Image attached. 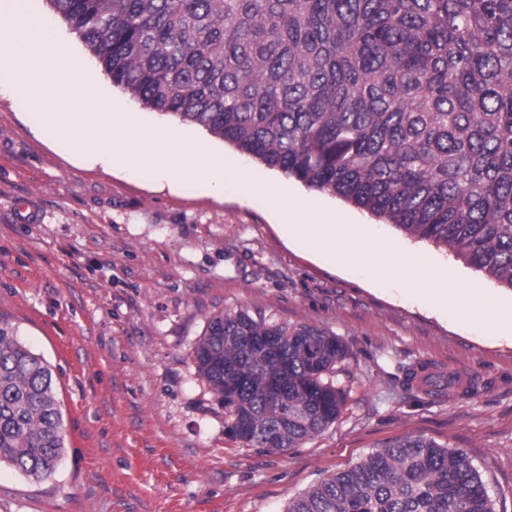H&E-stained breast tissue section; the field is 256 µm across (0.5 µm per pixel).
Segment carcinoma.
<instances>
[{"label": "carcinoma", "instance_id": "carcinoma-1", "mask_svg": "<svg viewBox=\"0 0 512 512\" xmlns=\"http://www.w3.org/2000/svg\"><path fill=\"white\" fill-rule=\"evenodd\" d=\"M104 76L241 154L450 248L512 289V0H49ZM347 348L217 313L193 348L225 434L296 448L341 413ZM66 449L51 366L0 323V465ZM285 512H495L468 456L421 436L325 476Z\"/></svg>", "mask_w": 512, "mask_h": 512}]
</instances>
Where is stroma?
<instances>
[{"mask_svg": "<svg viewBox=\"0 0 512 512\" xmlns=\"http://www.w3.org/2000/svg\"><path fill=\"white\" fill-rule=\"evenodd\" d=\"M31 14L136 124H173L113 86L48 0H32ZM239 163L512 307L511 288L449 248L255 159ZM239 309L320 327L348 349L333 375L348 394L340 416L297 448L228 438L224 410L196 373L193 347L208 318ZM0 320L51 365L67 436L48 479L0 468V512H285L326 475L410 435L464 450L496 512H512V337L488 333L467 306L438 310L400 281L326 263L257 202L185 192L68 153L43 140L34 112L5 90ZM411 364L476 375L480 390L408 388Z\"/></svg>", "mask_w": 512, "mask_h": 512, "instance_id": "35a3bbf8", "label": "stroma"}]
</instances>
